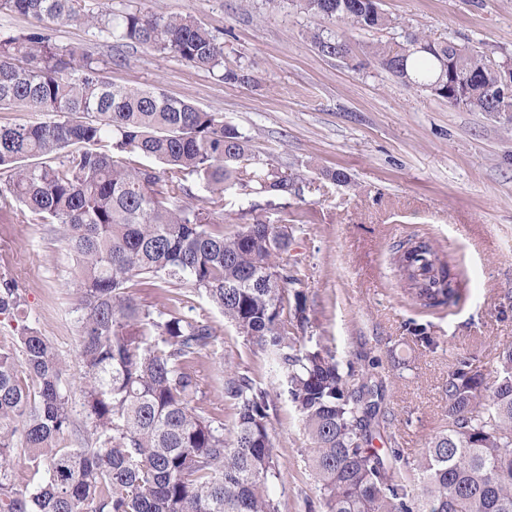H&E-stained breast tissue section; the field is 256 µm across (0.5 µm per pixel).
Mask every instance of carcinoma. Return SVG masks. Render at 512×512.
I'll list each match as a JSON object with an SVG mask.
<instances>
[{
	"label": "carcinoma",
	"mask_w": 512,
	"mask_h": 512,
	"mask_svg": "<svg viewBox=\"0 0 512 512\" xmlns=\"http://www.w3.org/2000/svg\"><path fill=\"white\" fill-rule=\"evenodd\" d=\"M301 2L358 30L392 24L379 0ZM1 11L34 26L0 29V109L56 120L0 125V167L13 170L0 211L15 200L60 225L76 257L85 425L75 427L63 361L37 329L21 326L0 345V512H279L270 391L229 368L224 399L233 419L194 407V363L212 343V326L145 308L129 294L181 284L282 375L310 441L324 512H512V344L499 349L491 385L477 357L457 361L444 423L417 459L397 448L379 453L372 442L382 383L352 364L342 369L297 335L307 322L303 294L294 293L285 316L296 279L277 259L288 253V226L257 219L226 234L215 217L229 187L272 200L292 192L296 177L255 159L248 140L213 112L155 87L113 86L104 63L63 53L43 22L87 27L117 44L169 51L226 82L245 80L224 69V47L209 28L187 17L115 15L108 6L95 13L82 0H0ZM311 39L329 57L347 47L339 33ZM371 54L402 82L445 99L451 65L454 105L512 124V103L503 109L497 97L503 66L478 51L410 32L400 49L377 44ZM190 176L207 192L198 207L181 203ZM393 264L420 305L454 301L448 263L431 241L400 243ZM24 305L22 289L0 281V316L18 322ZM16 452L27 460L23 484L8 464Z\"/></svg>",
	"instance_id": "1"
}]
</instances>
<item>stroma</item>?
I'll use <instances>...</instances> for the list:
<instances>
[{
	"label": "stroma",
	"mask_w": 512,
	"mask_h": 512,
	"mask_svg": "<svg viewBox=\"0 0 512 512\" xmlns=\"http://www.w3.org/2000/svg\"><path fill=\"white\" fill-rule=\"evenodd\" d=\"M379 6L393 25L346 30L349 52L338 58L310 38L334 30V22L306 12L300 0H112L117 14H178L217 31L225 68L246 76L238 83L83 27L54 26L50 33L60 48L108 61L112 85L155 86L216 113L247 137L256 158L299 174L295 193L272 205L227 189L216 215L228 231L257 219L287 225L292 243L283 260L307 296L305 335L342 363L381 377L380 413L391 423L374 445L402 448L412 459L439 422L442 387L456 359L476 355L489 373L499 347L512 343V132L502 117L404 84L368 47L403 42L410 28L505 62L512 59V0H380ZM333 170L345 172L349 184L333 181ZM415 237L433 241L450 262L456 303L424 308L405 293L391 259L400 242ZM77 272L53 225L19 204L0 218V278L23 289L25 322L51 343L71 388L84 374ZM131 295L213 327V343L194 363V406L232 418L224 399L228 366L249 371L270 390L279 512H308L307 503L318 500L304 456L309 442L266 357L190 285L135 288ZM418 325L436 337V350L416 343Z\"/></svg>",
	"instance_id": "1"
}]
</instances>
